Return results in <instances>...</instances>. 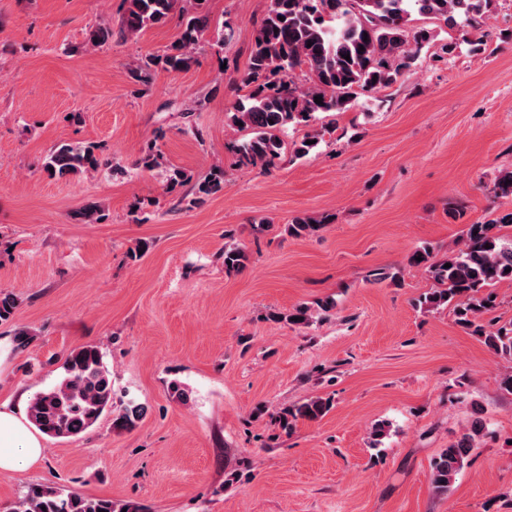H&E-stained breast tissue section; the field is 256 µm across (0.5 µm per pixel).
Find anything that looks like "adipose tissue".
<instances>
[{
  "mask_svg": "<svg viewBox=\"0 0 512 512\" xmlns=\"http://www.w3.org/2000/svg\"><path fill=\"white\" fill-rule=\"evenodd\" d=\"M45 454L43 437L0 404V471L17 472L40 462Z\"/></svg>",
  "mask_w": 512,
  "mask_h": 512,
  "instance_id": "obj_1",
  "label": "adipose tissue"
}]
</instances>
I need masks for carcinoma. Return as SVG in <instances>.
I'll list each match as a JSON object with an SVG mask.
<instances>
[{
  "label": "carcinoma",
  "instance_id": "carcinoma-1",
  "mask_svg": "<svg viewBox=\"0 0 512 512\" xmlns=\"http://www.w3.org/2000/svg\"><path fill=\"white\" fill-rule=\"evenodd\" d=\"M122 31L130 37L166 23L176 12L184 23L170 51L156 55L140 69L137 78L150 80L151 68L166 72L188 67L193 53L210 28V17L202 3L192 0H127ZM496 8V0H270L269 8L256 30L254 43L241 84L249 89L246 101L238 103L231 123L249 132L238 147L241 160L253 166H268L280 155L281 134L290 125L308 123L319 112H345L363 92L390 87L418 58L422 46L434 35L424 28L408 27L409 16L421 15L444 21L470 41L472 51H485V43L469 40ZM112 41V28L97 26L88 44L100 48ZM313 45H308V42ZM350 59H345V56ZM322 97V103L315 97ZM102 162L96 146L60 143L50 149L44 169L66 177L98 171ZM224 187V170L215 169L198 185L199 196H209ZM498 198H512V170L502 171L494 182ZM330 221L296 217L288 235L301 237L317 231ZM512 226V209L493 215L483 223L471 224L462 247L451 249L439 261L421 246L409 257V265L423 267L437 283L418 300L427 311L451 308L456 323L467 333L483 338L493 352L512 362V320L504 324L482 322V315L496 308L491 288L512 282V238L499 234ZM421 260H416V257ZM246 253L239 248L224 249V268L240 271ZM451 267H445V264ZM274 318L290 324L307 325L311 309L302 306ZM65 375L53 388L38 393L30 402L28 418L40 432L54 438L76 437L92 428L113 408L112 371L96 345L72 350L63 363ZM330 399L316 397L286 408L278 421L288 430L299 418L316 420L330 411ZM145 408L135 402L120 407L113 419L118 430H131L143 418ZM485 424L475 418L470 428L442 449L431 463L430 483L446 495L464 468ZM4 512H149L140 503H116L106 498H88L58 487H32L23 497L4 507Z\"/></svg>",
  "mask_w": 512,
  "mask_h": 512
}]
</instances>
